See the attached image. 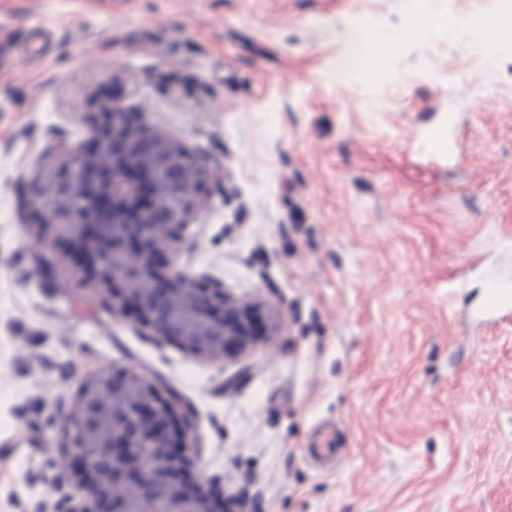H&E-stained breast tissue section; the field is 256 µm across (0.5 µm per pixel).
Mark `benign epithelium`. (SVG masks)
<instances>
[{"label": "benign epithelium", "mask_w": 512, "mask_h": 512, "mask_svg": "<svg viewBox=\"0 0 512 512\" xmlns=\"http://www.w3.org/2000/svg\"><path fill=\"white\" fill-rule=\"evenodd\" d=\"M99 108L86 144L45 150L46 166L21 198L26 223L112 312L193 356L233 360L276 335L262 301L166 262L222 183L219 169L112 97ZM191 426L175 396L133 372L89 377L62 421L73 493L55 512H237L192 477Z\"/></svg>", "instance_id": "1"}]
</instances>
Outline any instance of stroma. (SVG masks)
<instances>
[{"mask_svg":"<svg viewBox=\"0 0 512 512\" xmlns=\"http://www.w3.org/2000/svg\"><path fill=\"white\" fill-rule=\"evenodd\" d=\"M502 5L441 0L449 29L367 75L347 32L426 0H0L45 53L0 67V512L70 492L61 415L115 368L194 411L192 473L244 512H512V312L480 317L512 275V48L458 32ZM107 94L228 180L172 261L278 314L237 360L112 315L20 217Z\"/></svg>","mask_w":512,"mask_h":512,"instance_id":"obj_1","label":"stroma"}]
</instances>
